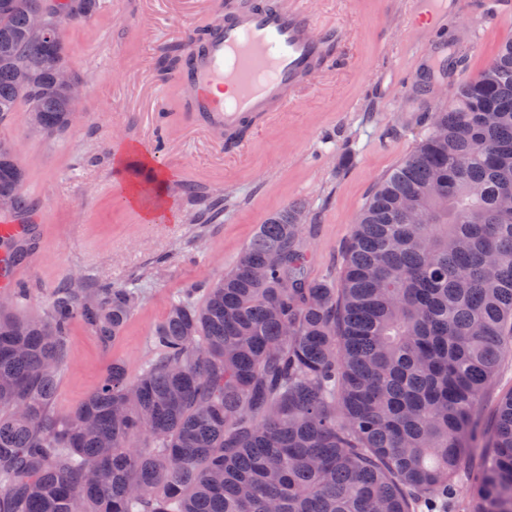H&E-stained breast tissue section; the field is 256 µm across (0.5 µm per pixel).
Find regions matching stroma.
I'll return each instance as SVG.
<instances>
[{"instance_id": "1", "label": "stroma", "mask_w": 512, "mask_h": 512, "mask_svg": "<svg viewBox=\"0 0 512 512\" xmlns=\"http://www.w3.org/2000/svg\"><path fill=\"white\" fill-rule=\"evenodd\" d=\"M404 0H309L321 25L348 33L341 51L349 63L334 66L301 90L299 99L271 121H253L246 153L219 151L191 118L179 115L172 83L156 62L184 41L188 27L207 28L212 15L198 0L173 16L163 0H100V7L59 35L82 89L84 120L60 135L33 127L25 108L0 122V137L13 141L26 172L23 190L34 200L39 240L16 265L13 277L28 290L17 305L23 316L43 314L52 291L82 275L92 285L136 288L138 306L122 334L102 343L74 324L69 355L59 370L55 413L76 408L106 376L113 362L136 377L153 357V326L188 288H206L235 265L258 226L295 206L306 218L301 241L308 274L339 283L345 249L359 212L379 181L408 157L428 127L430 113L448 96L414 89L443 39L466 48L457 78L469 80L512 39V0H464L449 9L440 34L423 41L403 24ZM156 39L140 42L139 27ZM475 49H467L471 35ZM150 60L132 73L136 58ZM185 132L171 153L144 138L170 123ZM174 208L170 219L147 222L121 203L129 185L152 186L158 173ZM198 187L188 197L184 184ZM215 217L204 218L206 208Z\"/></svg>"}]
</instances>
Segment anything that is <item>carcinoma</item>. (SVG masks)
Segmentation results:
<instances>
[{"instance_id":"cac0c4a2","label":"carcinoma","mask_w":512,"mask_h":512,"mask_svg":"<svg viewBox=\"0 0 512 512\" xmlns=\"http://www.w3.org/2000/svg\"><path fill=\"white\" fill-rule=\"evenodd\" d=\"M0 11V121L25 102L69 128L58 29L97 0ZM184 61L173 48L159 70ZM26 175L0 141V196L27 216ZM512 42L434 113L365 202L340 286L307 272L298 209L260 225L235 266L151 332L131 382L113 363L72 412L51 402L79 322L103 343L136 288L72 279L46 313L0 310V512H512ZM470 492L459 496V482ZM512 390V359L506 360L487 386L484 395V414L490 418L502 395Z\"/></svg>"}]
</instances>
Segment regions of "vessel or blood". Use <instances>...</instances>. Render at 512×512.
Masks as SVG:
<instances>
[{
	"instance_id": "vessel-or-blood-1",
	"label": "vessel or blood",
	"mask_w": 512,
	"mask_h": 512,
	"mask_svg": "<svg viewBox=\"0 0 512 512\" xmlns=\"http://www.w3.org/2000/svg\"><path fill=\"white\" fill-rule=\"evenodd\" d=\"M341 27L319 26L304 0H252L216 16L202 45H189L183 102L213 144L244 150L240 132L296 102L322 68L340 62Z\"/></svg>"
}]
</instances>
